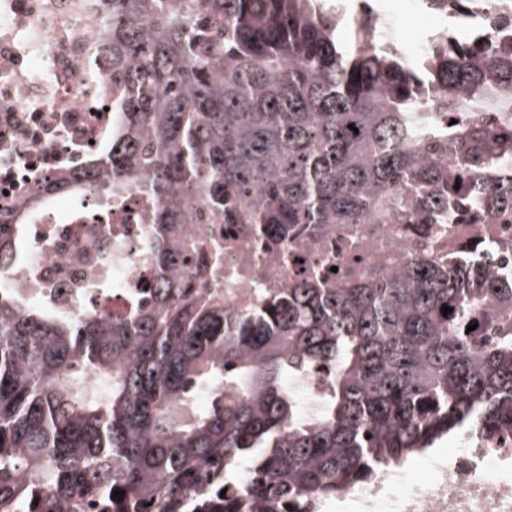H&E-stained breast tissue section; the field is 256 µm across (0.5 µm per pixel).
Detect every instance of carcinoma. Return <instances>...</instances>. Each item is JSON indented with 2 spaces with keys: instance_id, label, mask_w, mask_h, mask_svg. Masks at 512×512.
<instances>
[{
  "instance_id": "cac0c4a2",
  "label": "carcinoma",
  "mask_w": 512,
  "mask_h": 512,
  "mask_svg": "<svg viewBox=\"0 0 512 512\" xmlns=\"http://www.w3.org/2000/svg\"><path fill=\"white\" fill-rule=\"evenodd\" d=\"M106 2L112 125L32 196H68L77 217L141 203L150 276L125 314L83 319L0 279V512H302L444 435L512 429V328L467 331L491 302L512 309V269L485 246L349 286L306 276L229 311L220 247L183 231L259 224L278 245L512 209V48L452 34L412 64L356 26L339 41L320 0ZM35 218L0 208V267ZM313 372L308 411L283 379Z\"/></svg>"
}]
</instances>
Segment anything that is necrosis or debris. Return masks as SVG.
I'll list each match as a JSON object with an SVG mask.
<instances>
[{"instance_id": "obj_1", "label": "necrosis or debris", "mask_w": 512, "mask_h": 512, "mask_svg": "<svg viewBox=\"0 0 512 512\" xmlns=\"http://www.w3.org/2000/svg\"><path fill=\"white\" fill-rule=\"evenodd\" d=\"M430 18L425 36L408 47L414 62L431 49L429 34L479 31L484 43L512 42V0H477L473 8L451 0H410ZM106 12L104 0H0V193L23 199V186L66 173L80 150L100 141L112 121V83L96 61ZM30 235L37 250L27 263L0 275L27 298L69 315L125 311L127 292L144 273L149 235L137 207L108 223L75 217L71 208L42 212ZM474 241L494 249L495 268L512 266V223L329 224L279 248L251 225L224 227V302L235 309L267 288H285L312 269L345 286L405 262L447 261ZM108 270L110 290L95 287ZM462 452L430 458L427 476L406 483L401 466L380 469L374 480L348 488L356 512H512V431L463 432Z\"/></svg>"}]
</instances>
